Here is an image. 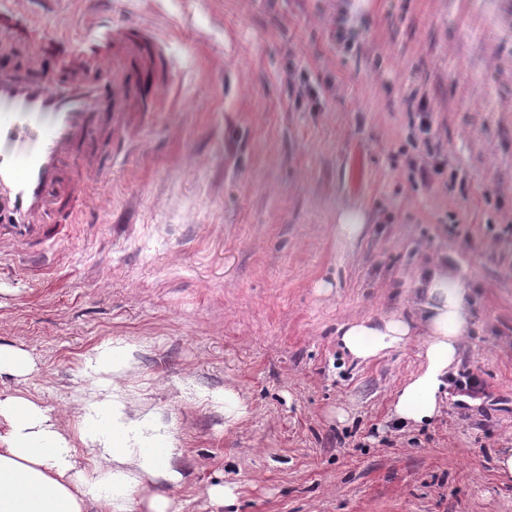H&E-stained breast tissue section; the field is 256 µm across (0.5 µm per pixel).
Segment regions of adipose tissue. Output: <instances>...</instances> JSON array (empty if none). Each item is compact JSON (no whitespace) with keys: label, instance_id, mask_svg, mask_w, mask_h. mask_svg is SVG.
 Here are the masks:
<instances>
[{"label":"adipose tissue","instance_id":"1","mask_svg":"<svg viewBox=\"0 0 512 512\" xmlns=\"http://www.w3.org/2000/svg\"><path fill=\"white\" fill-rule=\"evenodd\" d=\"M413 315L355 320L340 329L339 340L352 359L368 361L406 344L424 340L423 362L398 392L392 417L414 428L441 415L448 379L471 321L467 288L447 266L434 265L419 283ZM134 348L116 344L88 362L109 378L105 392L80 408L77 440H70L46 410L16 395H0V512H180L174 502L154 495L136 501L144 481L179 483L173 465L175 439L152 413L135 409L122 387ZM95 477H87L88 466Z\"/></svg>","mask_w":512,"mask_h":512}]
</instances>
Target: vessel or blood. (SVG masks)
I'll list each match as a JSON object with an SVG mask.
<instances>
[{
	"label": "vessel or blood",
	"instance_id": "b4317fda",
	"mask_svg": "<svg viewBox=\"0 0 512 512\" xmlns=\"http://www.w3.org/2000/svg\"><path fill=\"white\" fill-rule=\"evenodd\" d=\"M0 5V48L29 46L24 68L0 66V242L40 258L89 222L87 196L111 171L136 122L161 111L174 63L143 33L109 24L105 47L73 54V38Z\"/></svg>",
	"mask_w": 512,
	"mask_h": 512
}]
</instances>
